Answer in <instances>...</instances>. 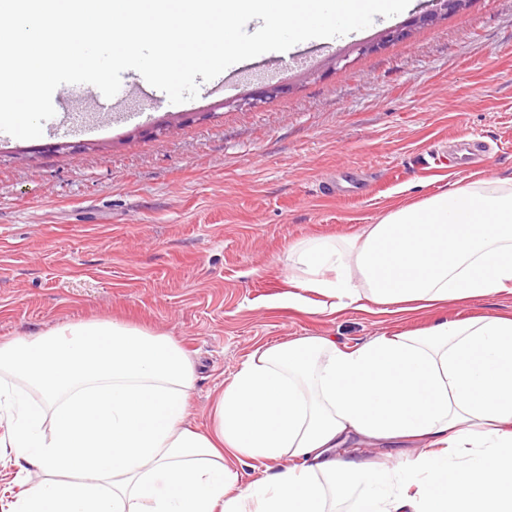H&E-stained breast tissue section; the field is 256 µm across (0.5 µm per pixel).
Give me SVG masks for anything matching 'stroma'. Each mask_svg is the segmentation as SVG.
Returning a JSON list of instances; mask_svg holds the SVG:
<instances>
[{"mask_svg":"<svg viewBox=\"0 0 512 512\" xmlns=\"http://www.w3.org/2000/svg\"><path fill=\"white\" fill-rule=\"evenodd\" d=\"M405 17L296 44L283 72L253 58L181 104L132 71L111 98L64 84L41 137L0 132V337L94 320L170 336L195 363L187 420L203 432L256 345L355 347L440 317L512 314V295L333 319L268 305L287 288L289 243L354 236L478 171L512 177V0H473L358 54ZM275 83L289 92L244 104ZM466 138L486 153L463 167L452 155ZM337 177L341 192L326 193ZM36 479L0 447V512Z\"/></svg>","mask_w":512,"mask_h":512,"instance_id":"1","label":"stroma"}]
</instances>
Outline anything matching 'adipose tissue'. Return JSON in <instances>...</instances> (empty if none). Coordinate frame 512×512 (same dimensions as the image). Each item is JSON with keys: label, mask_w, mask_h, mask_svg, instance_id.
<instances>
[{"label": "adipose tissue", "mask_w": 512, "mask_h": 512, "mask_svg": "<svg viewBox=\"0 0 512 512\" xmlns=\"http://www.w3.org/2000/svg\"><path fill=\"white\" fill-rule=\"evenodd\" d=\"M289 308L323 318L512 295V178L483 172L388 208L361 234L289 244ZM195 367L171 337L114 321L0 339V446L41 480L17 512H512V316L440 319L354 348L257 346L186 422ZM419 446L388 467L333 451ZM278 463L241 488L234 462Z\"/></svg>", "instance_id": "ef3b65f1"}]
</instances>
